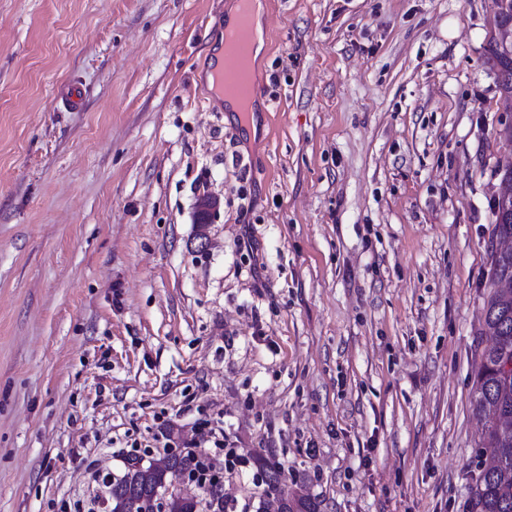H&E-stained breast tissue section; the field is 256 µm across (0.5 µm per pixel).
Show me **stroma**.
Returning <instances> with one entry per match:
<instances>
[{
  "label": "stroma",
  "mask_w": 512,
  "mask_h": 512,
  "mask_svg": "<svg viewBox=\"0 0 512 512\" xmlns=\"http://www.w3.org/2000/svg\"><path fill=\"white\" fill-rule=\"evenodd\" d=\"M231 8L0 0V512L203 422L321 512H465L495 0H275L250 119L199 79Z\"/></svg>",
  "instance_id": "obj_1"
}]
</instances>
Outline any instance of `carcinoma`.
<instances>
[{"label":"carcinoma","instance_id":"carcinoma-1","mask_svg":"<svg viewBox=\"0 0 512 512\" xmlns=\"http://www.w3.org/2000/svg\"><path fill=\"white\" fill-rule=\"evenodd\" d=\"M499 11L494 20V34L488 41L487 53L497 72L507 71L508 79L498 80L504 104H512V40H505L504 27L512 22V0H498ZM493 236L512 239V197L493 198ZM512 250L491 254L490 269L484 282V326L495 333L494 343L479 358L473 389V410L484 417L480 439L478 472L472 476L468 491L469 512H512V377L496 369L503 356L512 358ZM256 468L263 474L267 493L287 502L288 512H319V502L302 493L303 482L282 485L281 472L268 468V454L261 448L252 453ZM205 460L194 452H170L154 459L144 469L124 466L123 474L109 482L107 496L110 512H128L146 508L156 490L176 476L195 473ZM207 506L209 512H224V485L212 482L206 498L183 502L172 500L168 512H198Z\"/></svg>","mask_w":512,"mask_h":512}]
</instances>
